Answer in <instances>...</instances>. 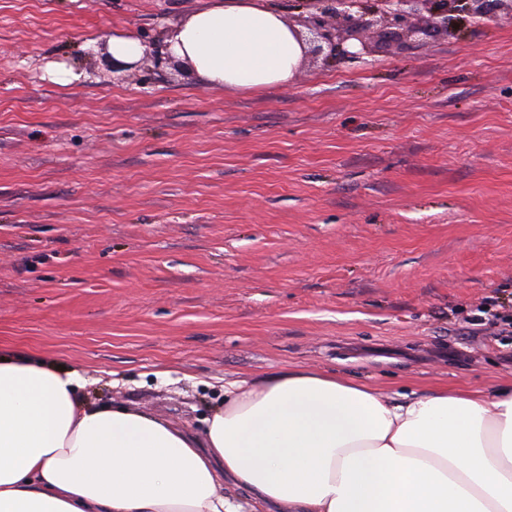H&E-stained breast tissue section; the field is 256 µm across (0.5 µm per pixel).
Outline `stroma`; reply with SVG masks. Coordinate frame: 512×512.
I'll list each match as a JSON object with an SVG mask.
<instances>
[{"label": "stroma", "mask_w": 512, "mask_h": 512, "mask_svg": "<svg viewBox=\"0 0 512 512\" xmlns=\"http://www.w3.org/2000/svg\"><path fill=\"white\" fill-rule=\"evenodd\" d=\"M206 3L0 0V348L198 434L286 367L511 382L512 335L469 316L512 314V25L224 90L163 58ZM122 35L147 55L103 82Z\"/></svg>", "instance_id": "1"}]
</instances>
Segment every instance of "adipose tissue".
Returning <instances> with one entry per match:
<instances>
[{"instance_id": "ef3b65f1", "label": "adipose tissue", "mask_w": 512, "mask_h": 512, "mask_svg": "<svg viewBox=\"0 0 512 512\" xmlns=\"http://www.w3.org/2000/svg\"><path fill=\"white\" fill-rule=\"evenodd\" d=\"M176 60L214 87L271 90L303 47L268 0H215L174 26ZM84 379L0 353V512H512V384L389 396L319 370L224 385L204 435Z\"/></svg>"}]
</instances>
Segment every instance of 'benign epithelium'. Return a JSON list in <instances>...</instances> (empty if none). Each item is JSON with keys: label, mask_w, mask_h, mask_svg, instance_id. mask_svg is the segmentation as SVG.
<instances>
[{"label": "benign epithelium", "mask_w": 512, "mask_h": 512, "mask_svg": "<svg viewBox=\"0 0 512 512\" xmlns=\"http://www.w3.org/2000/svg\"><path fill=\"white\" fill-rule=\"evenodd\" d=\"M306 52L357 62L372 53L367 36L420 42L448 33L462 16L487 25L512 22V0H292Z\"/></svg>", "instance_id": "7a95c632"}]
</instances>
